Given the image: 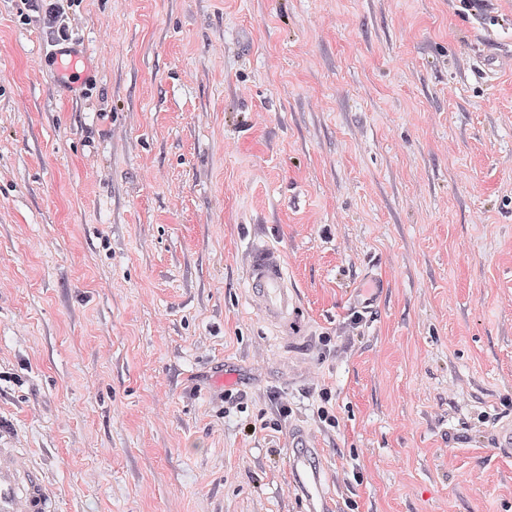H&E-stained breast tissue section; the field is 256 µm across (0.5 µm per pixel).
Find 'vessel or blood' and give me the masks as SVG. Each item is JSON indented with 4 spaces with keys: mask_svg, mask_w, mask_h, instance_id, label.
<instances>
[{
    "mask_svg": "<svg viewBox=\"0 0 512 512\" xmlns=\"http://www.w3.org/2000/svg\"><path fill=\"white\" fill-rule=\"evenodd\" d=\"M246 271L251 303L263 319L270 324H288L299 309V298L288 284L280 252L267 244L251 246ZM296 440L301 451L294 455L291 471L307 512H334L336 502L315 464L318 450L311 436L301 431ZM0 512H55L54 493L27 449L0 447Z\"/></svg>",
    "mask_w": 512,
    "mask_h": 512,
    "instance_id": "obj_1",
    "label": "vessel or blood"
}]
</instances>
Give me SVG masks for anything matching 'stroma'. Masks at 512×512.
Masks as SVG:
<instances>
[{
    "label": "stroma",
    "instance_id": "obj_1",
    "mask_svg": "<svg viewBox=\"0 0 512 512\" xmlns=\"http://www.w3.org/2000/svg\"><path fill=\"white\" fill-rule=\"evenodd\" d=\"M80 14L68 95L0 0V422L57 512H306L298 429L338 512H512V0ZM255 239L291 337L249 303ZM246 271L252 305L267 323L288 326L300 306L280 252L269 244L251 246Z\"/></svg>",
    "mask_w": 512,
    "mask_h": 512
}]
</instances>
